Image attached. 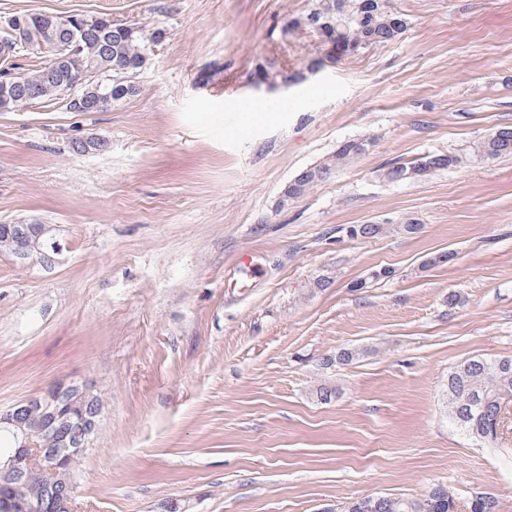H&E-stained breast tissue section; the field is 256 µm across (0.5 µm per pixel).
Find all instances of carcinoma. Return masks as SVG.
Listing matches in <instances>:
<instances>
[{
    "instance_id": "obj_1",
    "label": "carcinoma",
    "mask_w": 512,
    "mask_h": 512,
    "mask_svg": "<svg viewBox=\"0 0 512 512\" xmlns=\"http://www.w3.org/2000/svg\"><path fill=\"white\" fill-rule=\"evenodd\" d=\"M390 3L391 0H377L373 8L366 9L362 0H335L336 44L367 42L377 46L398 39L405 32L406 19L390 12ZM322 20L321 9L315 7L303 16L286 20L283 34L312 33ZM159 34L158 29L147 33L140 26L131 34L124 27L114 25L104 43L90 28L87 35L77 42L59 43L54 54L64 57V61L55 73V83L48 85L42 102H65L66 98L59 96V87L80 76L91 79L96 71L114 77L133 78L148 64L150 56L147 55V47L156 42ZM37 41L36 33L30 30L19 36L6 31L0 38V54L7 50L12 52L17 47L34 52L38 50ZM370 145L368 139L343 142L331 158L295 177L294 190L287 195V199L306 195L315 184L330 177L347 161L365 154ZM475 152L486 160L512 155V129L504 127L492 132L476 145ZM460 162L462 158L458 155H427L413 163L393 164L387 177L399 182L408 173L416 177L447 169ZM38 233L37 224H0V252L13 257ZM356 357V352L343 349L334 356L324 358L322 365L326 368L346 365ZM505 401L512 402V357H473L458 364L448 374L449 418L459 430L479 442L489 446L496 444L502 425V403ZM363 504L374 506L373 512H456L457 509L454 493L443 487L432 489L418 502L398 497L367 496L352 502L349 512H360Z\"/></svg>"
}]
</instances>
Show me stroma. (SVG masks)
<instances>
[{
  "label": "stroma",
  "instance_id": "1",
  "mask_svg": "<svg viewBox=\"0 0 512 512\" xmlns=\"http://www.w3.org/2000/svg\"><path fill=\"white\" fill-rule=\"evenodd\" d=\"M311 3L0 0V30L106 13L168 33L109 111L0 112V224L55 225L62 249L48 268L0 254V409L60 381L104 394L74 512H347L435 486L459 512L485 496L512 512V415L487 447L453 427L446 396L460 362L512 357V156L470 153L512 127V0H394L399 39L248 122L235 103L258 65L315 57L313 34H281ZM87 138L101 148L75 152ZM356 138L375 145L283 203ZM429 153L462 161L387 179ZM367 223L386 231L344 233ZM350 348L361 357L323 367Z\"/></svg>",
  "mask_w": 512,
  "mask_h": 512
}]
</instances>
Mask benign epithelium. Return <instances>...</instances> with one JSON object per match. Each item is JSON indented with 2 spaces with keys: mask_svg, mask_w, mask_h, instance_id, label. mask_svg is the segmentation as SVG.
I'll return each instance as SVG.
<instances>
[{
  "mask_svg": "<svg viewBox=\"0 0 512 512\" xmlns=\"http://www.w3.org/2000/svg\"><path fill=\"white\" fill-rule=\"evenodd\" d=\"M44 26L46 42L56 41L54 32L67 31L73 34L85 33L84 19L73 15L64 20L45 14L39 18L17 15L9 21L10 31L22 33L31 25ZM319 57L317 63L308 69L316 75L324 68L327 60H341L358 53L359 46L336 47V24L332 13L324 14V21L316 28ZM298 82L292 75H283L278 80L263 73H254L249 81L253 91L258 93L285 92ZM85 80H78L66 99L72 112H106L112 108L110 88L102 83L83 89ZM63 404L76 419L67 422L65 435L56 441L54 448H42L36 437L49 432L57 421V413L44 406V398ZM93 388L85 384H57L51 387L45 397L25 398L6 410H0V429L14 431L18 448L4 466H0V512H36L44 504L55 505L57 512H72L74 496L69 470L62 461L84 452L91 435L97 427V414L87 412L91 404ZM38 468L47 474L46 483L32 488L23 481L26 473Z\"/></svg>",
  "mask_w": 512,
  "mask_h": 512,
  "instance_id": "benign-epithelium-1",
  "label": "benign epithelium"
}]
</instances>
